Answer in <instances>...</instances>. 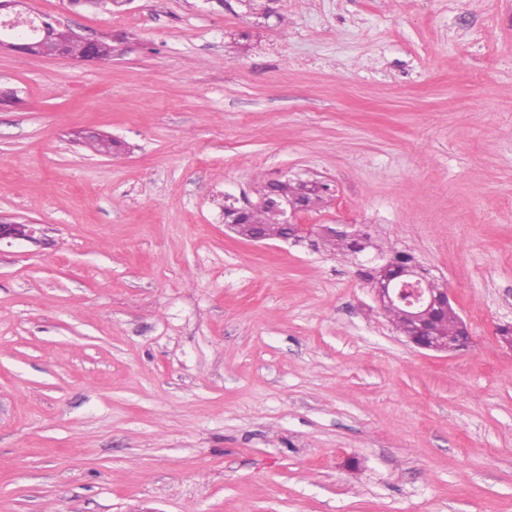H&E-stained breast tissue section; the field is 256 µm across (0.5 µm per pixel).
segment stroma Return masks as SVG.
<instances>
[{
    "instance_id": "obj_1",
    "label": "stroma",
    "mask_w": 512,
    "mask_h": 512,
    "mask_svg": "<svg viewBox=\"0 0 512 512\" xmlns=\"http://www.w3.org/2000/svg\"><path fill=\"white\" fill-rule=\"evenodd\" d=\"M28 0L109 64L0 52V512H512V0ZM119 141L107 157L92 137ZM311 177L472 347L225 198Z\"/></svg>"
}]
</instances>
